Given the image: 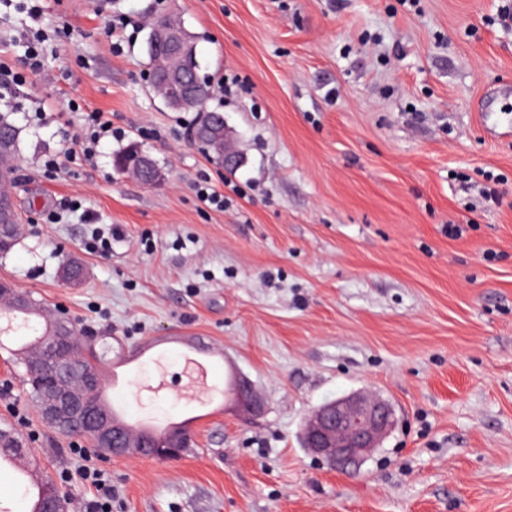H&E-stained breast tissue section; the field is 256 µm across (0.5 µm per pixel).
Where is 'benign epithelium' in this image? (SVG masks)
Masks as SVG:
<instances>
[{
  "instance_id": "7a95c632",
  "label": "benign epithelium",
  "mask_w": 512,
  "mask_h": 512,
  "mask_svg": "<svg viewBox=\"0 0 512 512\" xmlns=\"http://www.w3.org/2000/svg\"><path fill=\"white\" fill-rule=\"evenodd\" d=\"M183 40L184 29L178 22L159 24L152 29L151 46L157 57L152 82L159 88L163 102L172 109H180L196 99V88L182 58ZM193 138L224 151V167L234 169L242 163L224 118L197 128ZM131 173L145 185L163 180V172L143 150L137 154ZM0 306L21 310L26 303L12 284L0 281ZM52 317L55 321L52 332L36 341L37 345L45 348L47 356L35 354L29 361L30 373L41 378L44 385L39 404L42 421L59 433L82 431L91 435L97 448L105 454L129 455L130 446L124 430L112 421V416L97 396L102 383L84 374L71 385H64V380L72 374L71 363L76 361V356L70 349L69 317L64 313H54ZM233 383L231 402L235 406L249 414L263 411L264 405L248 379L236 373ZM394 424L393 409L386 401L359 391L312 411L305 421L302 440L310 454L354 473L380 446ZM190 442L191 435L187 429L172 426L167 431L165 444H156L153 437L146 434L141 437L139 447L149 448L157 456L170 460L180 457Z\"/></svg>"
}]
</instances>
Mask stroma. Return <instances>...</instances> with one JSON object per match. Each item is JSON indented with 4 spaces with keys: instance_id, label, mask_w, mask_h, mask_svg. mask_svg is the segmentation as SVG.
Returning a JSON list of instances; mask_svg holds the SVG:
<instances>
[{
    "instance_id": "1",
    "label": "stroma",
    "mask_w": 512,
    "mask_h": 512,
    "mask_svg": "<svg viewBox=\"0 0 512 512\" xmlns=\"http://www.w3.org/2000/svg\"><path fill=\"white\" fill-rule=\"evenodd\" d=\"M512 0H0V56L20 64L42 33L39 73L7 96L20 131L18 241L0 280L112 339L120 359L175 332L216 342L207 385L246 375L263 413L157 390L182 351L140 360L110 398L157 429L189 422L174 460L98 457L48 428L0 340V427L85 512L90 465L112 512H512V135L478 119L512 86ZM192 35L209 108L243 163L232 171L191 137L196 112L149 88L145 41L162 15ZM224 76L239 83L216 90ZM121 137L90 165L66 158L85 112ZM139 141L165 173L118 172ZM61 157L43 173L45 156ZM230 197L201 203L200 179ZM500 191L483 200L481 189ZM81 200L87 219L46 214ZM112 227L91 250L88 223ZM459 226V236L449 233ZM86 276H59L64 259ZM358 390L397 424L358 473L301 444L313 409Z\"/></svg>"
}]
</instances>
